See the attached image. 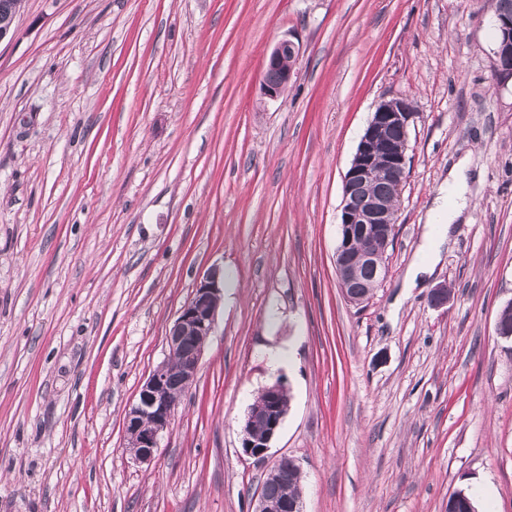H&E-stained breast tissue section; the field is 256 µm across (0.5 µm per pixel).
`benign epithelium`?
I'll list each match as a JSON object with an SVG mask.
<instances>
[{
    "label": "benign epithelium",
    "instance_id": "obj_1",
    "mask_svg": "<svg viewBox=\"0 0 512 512\" xmlns=\"http://www.w3.org/2000/svg\"><path fill=\"white\" fill-rule=\"evenodd\" d=\"M18 12L15 5L0 13V41L14 34ZM494 27L497 32L495 76L505 82L512 79V11H499L494 17ZM300 54L299 41L292 35H285L275 43L266 58L261 84L265 97L275 100L286 93ZM414 118L407 100H382L360 137L343 181L340 241L335 255L336 272L342 281L358 282L363 270L372 271L379 284L386 276V257L395 233L398 200L407 178V141L389 140L387 132L398 129L403 137H408ZM380 176L391 183L392 194L372 192L371 185ZM223 294L224 269L213 267L196 282L169 329L165 358L151 371L125 415L129 447L136 461L151 462L162 436L170 430L179 405V396L171 390L170 380L177 376L184 392L194 383L205 345L215 332ZM283 392V385L275 382L264 389L265 401L249 409L242 426L245 455L265 459L287 414L281 405ZM260 423L265 428L262 435L256 432ZM255 512H303L302 495L290 497L283 492L271 496L262 489Z\"/></svg>",
    "mask_w": 512,
    "mask_h": 512
}]
</instances>
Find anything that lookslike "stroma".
<instances>
[{
    "label": "stroma",
    "mask_w": 512,
    "mask_h": 512,
    "mask_svg": "<svg viewBox=\"0 0 512 512\" xmlns=\"http://www.w3.org/2000/svg\"><path fill=\"white\" fill-rule=\"evenodd\" d=\"M492 16V0H23L0 41V512H254L267 460L241 425L277 381L267 459L299 466L304 512H448L458 489L512 512V80L492 77ZM287 34L300 60L270 100ZM398 97L416 118L389 272L355 305L334 264L343 179ZM465 156L468 208L404 287ZM214 266L216 331L137 463L125 414ZM301 54L300 44L292 35L280 38L266 58L265 73L261 84V93L275 100L288 90L296 65ZM276 73V79H270L269 74ZM283 392H285L283 385L275 382L264 389L265 401L254 408H249L242 426V449L245 455L260 460L265 459L270 443L278 434L288 411L283 406H288L289 398L283 395ZM264 394L262 391L254 403L262 401ZM259 423H262L265 428L262 436L256 432Z\"/></svg>",
    "instance_id": "35a3bbf8"
}]
</instances>
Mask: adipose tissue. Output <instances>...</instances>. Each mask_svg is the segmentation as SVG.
Listing matches in <instances>:
<instances>
[{
    "instance_id": "adipose-tissue-1",
    "label": "adipose tissue",
    "mask_w": 512,
    "mask_h": 512,
    "mask_svg": "<svg viewBox=\"0 0 512 512\" xmlns=\"http://www.w3.org/2000/svg\"><path fill=\"white\" fill-rule=\"evenodd\" d=\"M470 177L468 160H460L448 172V181L441 188L431 210L433 222L427 225L420 247L423 261L413 264L406 275V287H415L420 276L430 274L440 259L443 246L449 238L450 226L463 214L466 207L465 191Z\"/></svg>"
}]
</instances>
